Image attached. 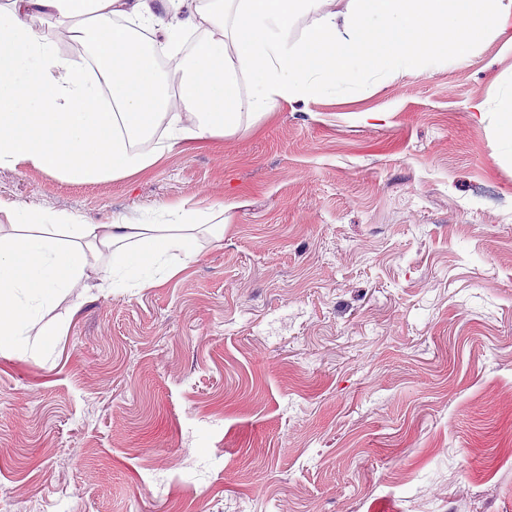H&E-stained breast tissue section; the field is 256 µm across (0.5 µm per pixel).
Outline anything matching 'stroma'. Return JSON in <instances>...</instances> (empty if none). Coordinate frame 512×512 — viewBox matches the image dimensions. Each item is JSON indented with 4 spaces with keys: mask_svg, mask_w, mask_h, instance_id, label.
Masks as SVG:
<instances>
[{
    "mask_svg": "<svg viewBox=\"0 0 512 512\" xmlns=\"http://www.w3.org/2000/svg\"><path fill=\"white\" fill-rule=\"evenodd\" d=\"M512 48L345 89L123 178L0 167L89 224L228 204L150 288L0 347L11 512H512Z\"/></svg>",
    "mask_w": 512,
    "mask_h": 512,
    "instance_id": "1",
    "label": "stroma"
}]
</instances>
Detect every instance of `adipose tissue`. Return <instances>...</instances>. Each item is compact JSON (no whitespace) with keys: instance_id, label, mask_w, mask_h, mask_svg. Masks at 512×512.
<instances>
[{"instance_id":"adipose-tissue-1","label":"adipose tissue","mask_w":512,"mask_h":512,"mask_svg":"<svg viewBox=\"0 0 512 512\" xmlns=\"http://www.w3.org/2000/svg\"><path fill=\"white\" fill-rule=\"evenodd\" d=\"M319 16L289 38L296 17ZM68 21L88 44L91 76L59 59L27 24L33 11ZM512 26V0H8L0 6V166L30 165L82 183L126 177L170 143L236 134L260 118L359 86L371 72L399 76L465 57L481 37ZM174 56L161 73L157 53ZM164 223L83 224L30 208L8 212L0 236V343L23 350L41 303L81 287L88 252L105 259L110 288L172 277L199 258L201 233H224V207L173 203Z\"/></svg>"}]
</instances>
